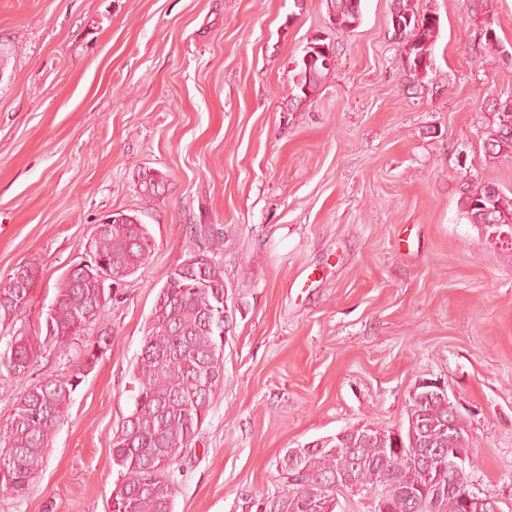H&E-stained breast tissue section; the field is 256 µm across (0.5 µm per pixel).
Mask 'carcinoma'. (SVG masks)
Instances as JSON below:
<instances>
[{"label": "carcinoma", "mask_w": 512, "mask_h": 512, "mask_svg": "<svg viewBox=\"0 0 512 512\" xmlns=\"http://www.w3.org/2000/svg\"><path fill=\"white\" fill-rule=\"evenodd\" d=\"M336 27L347 30L361 19V0H325ZM417 0H392L391 24L398 36L403 77L408 88L422 92L432 71L433 48L439 37L441 18L432 10H419ZM330 44L315 40L306 45L296 61L292 90L295 97L308 96L326 71ZM495 122L487 131L485 152L492 159L512 157V114L492 100ZM143 195L154 199L165 192L160 173L143 171L139 176ZM461 213L470 224L495 230L503 217L512 218V191L504 192L487 183L463 192ZM95 228L90 241L93 261L67 270L58 280L56 295L40 332L43 343L60 351L74 337L92 327L99 338L79 353L71 375L45 378L26 389L10 420L0 425V493L24 496L30 482L44 464L47 448L64 420L73 394L109 349L111 333L104 325L112 301L108 275L120 269L126 278L146 264L152 245L148 228L135 214L115 212ZM194 236L205 242L198 250V271L187 273L173 267L160 289L148 323L141 353L132 368L134 406L112 435V457L120 468V482L112 500L117 512H174L175 465L192 448L200 434L215 395L224 386V266L218 260L224 237L209 224H197ZM38 270L34 265L13 269L0 285V323L12 321L27 305ZM39 345L21 336L0 353V368L16 379L29 373ZM427 448H470L466 423L460 414L449 415L448 399L435 398L409 404ZM453 426H448V422ZM344 441L321 440L310 450L298 449L297 469L306 473L293 495L282 491L269 495L275 512H308L315 480L324 482L355 471L365 484H373L384 495L387 512H477L467 509L454 493L441 495L434 507L415 496L419 471L408 452L395 449L392 431L368 425L342 430ZM356 448L347 456L342 447Z\"/></svg>", "instance_id": "1"}]
</instances>
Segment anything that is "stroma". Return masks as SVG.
Segmentation results:
<instances>
[{
	"instance_id": "stroma-1",
	"label": "stroma",
	"mask_w": 512,
	"mask_h": 512,
	"mask_svg": "<svg viewBox=\"0 0 512 512\" xmlns=\"http://www.w3.org/2000/svg\"><path fill=\"white\" fill-rule=\"evenodd\" d=\"M391 2L361 0L359 23L334 30L324 0H0V284L38 268L0 353L43 325L105 215H138L152 244L41 471L0 512H109L132 365L198 224L224 235L230 328L175 512H243L284 491L288 449L405 427L422 380L469 424V490L512 512V245L460 211L465 188L512 190V159L483 149L488 100L512 94V0H418L441 17L421 94ZM317 34L336 60L297 100ZM146 170L167 181L158 199L140 190ZM85 342L41 346L22 381L0 370V425L29 385L70 375Z\"/></svg>"
}]
</instances>
